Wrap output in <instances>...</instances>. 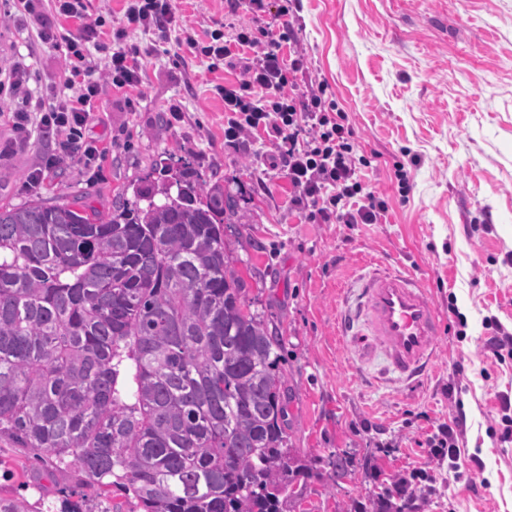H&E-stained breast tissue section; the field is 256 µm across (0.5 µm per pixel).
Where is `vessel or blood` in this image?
I'll list each match as a JSON object with an SVG mask.
<instances>
[{
	"label": "vessel or blood",
	"instance_id": "b4317fda",
	"mask_svg": "<svg viewBox=\"0 0 512 512\" xmlns=\"http://www.w3.org/2000/svg\"><path fill=\"white\" fill-rule=\"evenodd\" d=\"M360 317L394 371L408 379L430 363L443 319L426 288L402 273L375 274L361 290Z\"/></svg>",
	"mask_w": 512,
	"mask_h": 512
}]
</instances>
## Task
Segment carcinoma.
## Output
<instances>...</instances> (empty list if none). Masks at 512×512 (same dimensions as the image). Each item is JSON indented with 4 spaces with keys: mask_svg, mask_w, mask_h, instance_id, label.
I'll list each match as a JSON object with an SVG mask.
<instances>
[{
    "mask_svg": "<svg viewBox=\"0 0 512 512\" xmlns=\"http://www.w3.org/2000/svg\"><path fill=\"white\" fill-rule=\"evenodd\" d=\"M135 197L110 214L77 197L0 206V440L143 512H283L307 464L284 425L281 339L226 253L244 216L186 161ZM393 498L372 512L409 508Z\"/></svg>",
    "mask_w": 512,
    "mask_h": 512,
    "instance_id": "obj_1",
    "label": "carcinoma"
}]
</instances>
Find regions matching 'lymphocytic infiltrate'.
<instances>
[{
  "mask_svg": "<svg viewBox=\"0 0 512 512\" xmlns=\"http://www.w3.org/2000/svg\"><path fill=\"white\" fill-rule=\"evenodd\" d=\"M177 19L169 0H129L125 25L112 33V52L106 70L96 74L78 45H70L66 84L72 94L50 95L38 112H13L14 141L0 146V157L28 145L33 132L60 136L58 150L43 157L27 176L28 188H38L46 172L67 159L79 157L91 166L100 157L97 146L83 139V129L105 86L118 91L138 87L143 78L140 46L127 43L128 28L166 31ZM293 25L285 20L278 36L260 40L251 26L236 28L231 39L212 36L206 43L189 40L204 58L238 71L235 83L217 86L224 100V138L228 143L270 137L273 148L258 154L261 165L287 178L294 189L295 209L320 224H377L388 210L374 191L365 190L356 175L352 130L335 118L336 105L326 97L325 84L299 85L297 75L308 70L301 49L284 51Z\"/></svg>",
  "mask_w": 512,
  "mask_h": 512,
  "instance_id": "obj_1",
  "label": "lymphocytic infiltrate"
}]
</instances>
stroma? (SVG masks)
<instances>
[{"mask_svg": "<svg viewBox=\"0 0 512 512\" xmlns=\"http://www.w3.org/2000/svg\"><path fill=\"white\" fill-rule=\"evenodd\" d=\"M171 3L183 28L129 34L145 52L137 110L108 87L96 102L87 131L104 153L99 169L75 160L30 190L28 172L58 145L33 138L0 157V205L78 196L108 213L162 180L170 158H187L236 197L244 221L228 228L226 249L252 311L282 339L287 432L308 464L290 512H371L383 487L419 469L428 476L411 479L415 512H512V441L499 417L502 397L512 398V356L492 353L495 324L512 331V0H271L262 15L275 29V9L289 7L313 80L353 131L358 178L387 203L378 224L310 223L294 211L286 179L225 146L213 87L236 74L210 69L185 39L232 36L251 16L225 0ZM126 4L87 0L78 19L42 0L37 20L0 0V71H25L29 111L46 91L67 94V41H82L97 19L107 31L123 25ZM43 19L65 43L41 41ZM176 100L184 119L171 125ZM373 268L413 274L443 317L420 381H397L369 337L337 332L352 285ZM442 423L458 434L462 475L423 445ZM333 454L342 468L330 465ZM0 496L42 501L46 512H60L66 496L82 512L134 509L121 488L108 497L80 489L71 470L46 472L30 449L7 444Z\"/></svg>", "mask_w": 512, "mask_h": 512, "instance_id": "1", "label": "stroma"}]
</instances>
